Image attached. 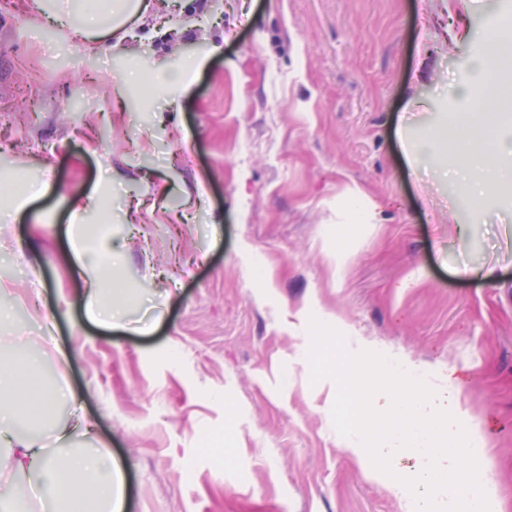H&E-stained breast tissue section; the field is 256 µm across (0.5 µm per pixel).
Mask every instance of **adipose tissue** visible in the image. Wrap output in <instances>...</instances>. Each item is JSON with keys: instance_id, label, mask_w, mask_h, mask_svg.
I'll list each match as a JSON object with an SVG mask.
<instances>
[{"instance_id": "1", "label": "adipose tissue", "mask_w": 512, "mask_h": 512, "mask_svg": "<svg viewBox=\"0 0 512 512\" xmlns=\"http://www.w3.org/2000/svg\"><path fill=\"white\" fill-rule=\"evenodd\" d=\"M38 11L66 35L80 39L88 52L111 50L125 39L128 25L141 24L150 15L149 0H38ZM512 65V20L489 22L482 32V50L472 61V81L460 90L474 103L466 130L454 140L432 133L407 146L409 160L447 156L446 173L472 201L498 183L512 182V82L504 80ZM40 178L13 183L0 178V212L23 210L48 187L49 166ZM122 252L111 239L92 252L73 246V269L84 279L87 314L91 320L112 324L122 317L104 281L111 266L120 264ZM346 345L337 370L350 387V404L358 419L380 410L383 425L377 435L356 424L344 435L345 451L361 468H368L372 454L398 457L404 449L416 451L417 465L408 480H392L387 490L404 501L408 512H418L413 489H427L429 512H461L471 488L464 477L472 463L471 440H479L482 456L492 448L481 420L461 401L460 382L453 372H424L410 359L375 360L362 337L346 334ZM70 415L58 420L60 406ZM51 424L57 445L73 433L91 434L94 422L69 391H49L39 383L38 366L27 358L0 359V512H123L124 477L111 456L95 449L57 454L47 448L44 434L14 432L21 413ZM25 474L37 496L17 492L12 478Z\"/></svg>"}]
</instances>
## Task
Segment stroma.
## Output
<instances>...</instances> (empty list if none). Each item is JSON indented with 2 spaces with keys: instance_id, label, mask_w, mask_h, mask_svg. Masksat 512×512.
<instances>
[{
  "instance_id": "35a3bbf8",
  "label": "stroma",
  "mask_w": 512,
  "mask_h": 512,
  "mask_svg": "<svg viewBox=\"0 0 512 512\" xmlns=\"http://www.w3.org/2000/svg\"><path fill=\"white\" fill-rule=\"evenodd\" d=\"M494 16L512 0H154L99 58L57 51L35 0H0V170L53 165L45 194L0 215L10 351L96 418L69 446L112 454L125 512H406L341 447L343 336L302 351L329 314L455 371L512 507V185L476 210L441 178L445 158L412 166L403 150L468 111L457 90ZM212 44L180 90L118 94L130 65L180 67ZM355 187L376 223H344ZM100 189L131 296L114 327L86 321L66 262L87 233L67 201Z\"/></svg>"
}]
</instances>
